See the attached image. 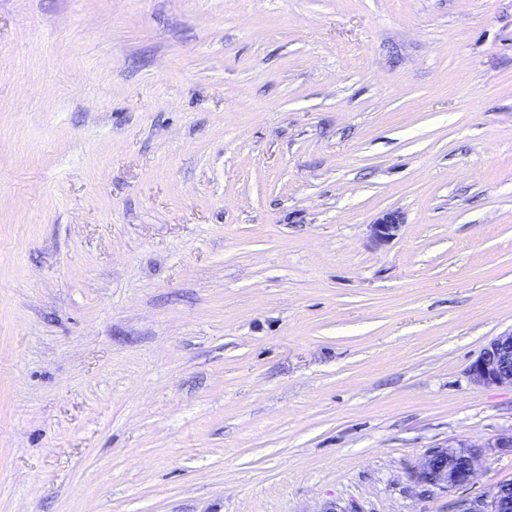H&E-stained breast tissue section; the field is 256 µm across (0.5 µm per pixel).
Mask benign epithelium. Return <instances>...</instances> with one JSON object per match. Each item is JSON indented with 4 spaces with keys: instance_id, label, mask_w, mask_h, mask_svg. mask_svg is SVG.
<instances>
[{
    "instance_id": "obj_1",
    "label": "benign epithelium",
    "mask_w": 512,
    "mask_h": 512,
    "mask_svg": "<svg viewBox=\"0 0 512 512\" xmlns=\"http://www.w3.org/2000/svg\"><path fill=\"white\" fill-rule=\"evenodd\" d=\"M403 217L398 212H387L371 224L376 243L392 241L400 232ZM472 380L480 385H508L512 387V331L495 337L470 366ZM481 460V451L465 440H456L435 448L424 458L415 478L441 490L454 489L474 477ZM512 482H501L494 487L489 502L465 504L459 512H505L512 508Z\"/></svg>"
}]
</instances>
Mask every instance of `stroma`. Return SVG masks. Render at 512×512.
I'll return each mask as SVG.
<instances>
[{
    "mask_svg": "<svg viewBox=\"0 0 512 512\" xmlns=\"http://www.w3.org/2000/svg\"><path fill=\"white\" fill-rule=\"evenodd\" d=\"M510 330L512 0H0V512H459ZM403 217L398 212H387L371 224L372 236L377 244L392 241L400 232ZM469 371L476 384L512 387V330L490 341ZM465 440L448 442L435 448L424 458L415 478L441 490L454 489L474 477L481 460V451Z\"/></svg>",
    "mask_w": 512,
    "mask_h": 512,
    "instance_id": "stroma-1",
    "label": "stroma"
}]
</instances>
